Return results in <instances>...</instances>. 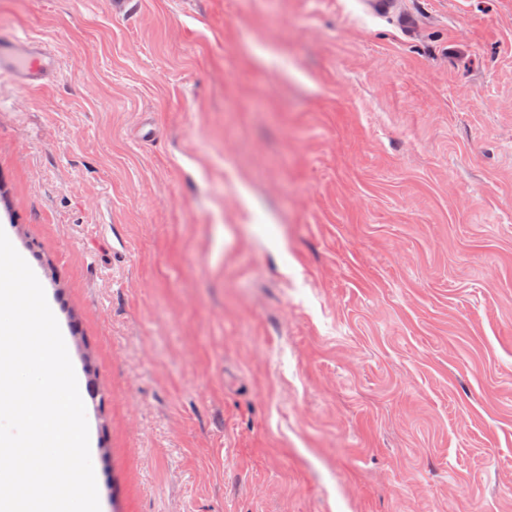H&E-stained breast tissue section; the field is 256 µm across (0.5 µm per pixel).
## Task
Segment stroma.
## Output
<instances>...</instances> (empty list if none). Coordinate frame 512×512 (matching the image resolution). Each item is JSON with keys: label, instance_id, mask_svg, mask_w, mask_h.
I'll use <instances>...</instances> for the list:
<instances>
[{"label": "stroma", "instance_id": "35a3bbf8", "mask_svg": "<svg viewBox=\"0 0 512 512\" xmlns=\"http://www.w3.org/2000/svg\"><path fill=\"white\" fill-rule=\"evenodd\" d=\"M0 229L105 512H512V0H0ZM268 52L259 60V52ZM60 67L44 41L16 31H0V76L8 77L25 95L58 78Z\"/></svg>", "mask_w": 512, "mask_h": 512}]
</instances>
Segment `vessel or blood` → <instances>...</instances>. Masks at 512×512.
I'll use <instances>...</instances> for the list:
<instances>
[{"label": "vessel or blood", "mask_w": 512, "mask_h": 512, "mask_svg": "<svg viewBox=\"0 0 512 512\" xmlns=\"http://www.w3.org/2000/svg\"><path fill=\"white\" fill-rule=\"evenodd\" d=\"M59 73L58 58L46 42L15 31H0V76L8 77L20 93L53 82Z\"/></svg>", "instance_id": "obj_1"}]
</instances>
